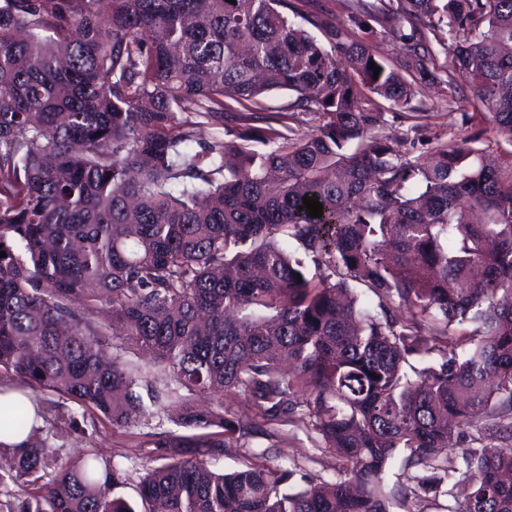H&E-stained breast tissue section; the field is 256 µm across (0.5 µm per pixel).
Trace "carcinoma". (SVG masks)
I'll use <instances>...</instances> for the list:
<instances>
[{
    "instance_id": "1",
    "label": "carcinoma",
    "mask_w": 512,
    "mask_h": 512,
    "mask_svg": "<svg viewBox=\"0 0 512 512\" xmlns=\"http://www.w3.org/2000/svg\"><path fill=\"white\" fill-rule=\"evenodd\" d=\"M382 33L401 63L376 60ZM443 69L477 130L412 156ZM277 90L294 99L267 113ZM381 100L408 132L377 133ZM491 136L512 143V0H348L342 22L323 0H0V371L114 429L164 410L204 430L155 434L134 506L116 458L0 443V512H391L404 450L442 472L424 492L468 485L448 512H512V161L485 163ZM288 421L342 470L282 492L285 469H212Z\"/></svg>"
}]
</instances>
